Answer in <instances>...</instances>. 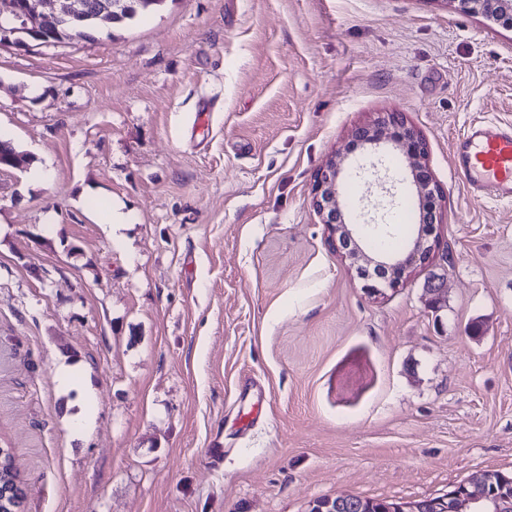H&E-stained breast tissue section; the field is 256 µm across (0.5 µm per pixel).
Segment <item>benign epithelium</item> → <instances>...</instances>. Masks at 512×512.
<instances>
[{"label": "benign epithelium", "instance_id": "7a95c632", "mask_svg": "<svg viewBox=\"0 0 512 512\" xmlns=\"http://www.w3.org/2000/svg\"><path fill=\"white\" fill-rule=\"evenodd\" d=\"M55 0H0V14L9 15L16 21L14 29L0 36V46L8 41L16 46L46 45L43 27L49 21L66 22L79 19L84 14L82 0H65L61 9L53 6ZM459 11L480 15L492 24L508 20L512 25V0H455ZM352 143L364 152L356 163L344 154H333L315 176V192L312 205L328 229L333 247L355 269L359 279L365 282L368 293L377 296L387 289L402 284L417 267L424 266L433 258L438 239L433 237L434 225L441 223L437 200L442 191L433 181L426 166L427 145L422 136L403 118L389 113L374 122L357 127L352 133ZM399 154L412 176V185L422 205L414 237L404 252L393 255L386 251H369L364 241L380 235L376 216H385L393 205L395 181L384 168L383 176L375 180L381 195L360 197L355 206L348 207L343 200V185L361 177L366 170L378 172L383 154L388 151ZM494 476H478L461 490L448 492V497L434 503L435 512H486L484 507L493 505L491 512H509L512 501L494 497L490 493Z\"/></svg>", "mask_w": 512, "mask_h": 512}]
</instances>
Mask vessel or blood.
<instances>
[{
	"label": "vessel or blood",
	"instance_id": "b4317fda",
	"mask_svg": "<svg viewBox=\"0 0 512 512\" xmlns=\"http://www.w3.org/2000/svg\"><path fill=\"white\" fill-rule=\"evenodd\" d=\"M458 176L476 197L512 202V125L496 122L468 127L454 142Z\"/></svg>",
	"mask_w": 512,
	"mask_h": 512
}]
</instances>
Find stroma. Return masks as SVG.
I'll list each match as a JSON object with an SVG mask.
<instances>
[{
  "mask_svg": "<svg viewBox=\"0 0 512 512\" xmlns=\"http://www.w3.org/2000/svg\"><path fill=\"white\" fill-rule=\"evenodd\" d=\"M393 112L443 222L433 262L373 297L311 199ZM478 121L512 123V28L450 0H167L93 44L1 47L0 131L29 159L0 168L20 512H305L512 473V203L453 164Z\"/></svg>",
  "mask_w": 512,
  "mask_h": 512,
  "instance_id": "35a3bbf8",
  "label": "stroma"
}]
</instances>
